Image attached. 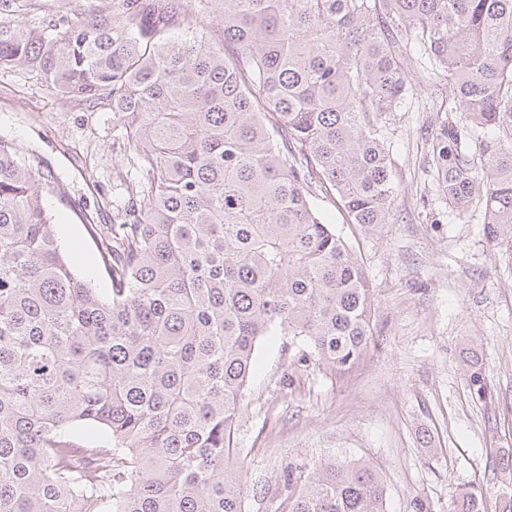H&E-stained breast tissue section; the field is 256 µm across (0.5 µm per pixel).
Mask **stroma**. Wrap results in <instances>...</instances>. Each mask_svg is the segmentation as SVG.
<instances>
[{
  "label": "stroma",
  "mask_w": 512,
  "mask_h": 512,
  "mask_svg": "<svg viewBox=\"0 0 512 512\" xmlns=\"http://www.w3.org/2000/svg\"><path fill=\"white\" fill-rule=\"evenodd\" d=\"M405 75L410 90L399 111L372 119L399 187L393 222L365 231L310 191L375 294V343L333 377L296 370L278 337L262 342L235 435L246 512H288L283 468L335 458L380 474L385 512H448L468 484L483 488L487 512L496 507L499 451L512 448V255L488 244L481 208L459 215L438 196L430 132L448 84L422 54ZM0 137L63 185L46 199L56 234L77 255V273L106 287L85 227L118 234L140 181L118 119L58 98L25 73L0 71ZM467 343L493 401L469 389Z\"/></svg>",
  "instance_id": "stroma-1"
}]
</instances>
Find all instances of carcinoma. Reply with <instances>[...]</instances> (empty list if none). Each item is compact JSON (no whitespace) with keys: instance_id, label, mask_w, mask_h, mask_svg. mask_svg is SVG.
I'll use <instances>...</instances> for the list:
<instances>
[{"instance_id":"carcinoma-1","label":"carcinoma","mask_w":512,"mask_h":512,"mask_svg":"<svg viewBox=\"0 0 512 512\" xmlns=\"http://www.w3.org/2000/svg\"><path fill=\"white\" fill-rule=\"evenodd\" d=\"M48 2L0 0V70L113 112L141 185L120 236L90 225L100 290L55 235L58 186L0 138V512H245L230 457L258 344L336 376L374 343L372 289L308 188L349 224L392 223L370 115L409 92L401 48L424 49L464 115L432 130L439 193L481 207L512 255V0ZM500 463L512 512V449ZM285 486L289 512H384L360 461L290 467ZM484 502L466 486L451 512Z\"/></svg>"}]
</instances>
